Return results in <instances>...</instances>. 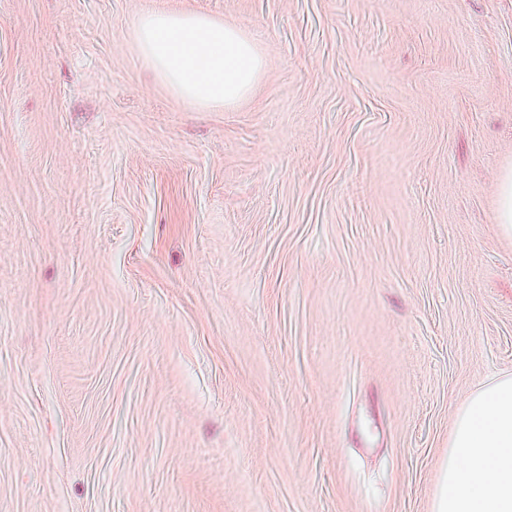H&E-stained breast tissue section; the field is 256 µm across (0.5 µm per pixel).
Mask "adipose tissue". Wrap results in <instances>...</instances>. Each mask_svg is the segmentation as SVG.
Returning a JSON list of instances; mask_svg holds the SVG:
<instances>
[{"label": "adipose tissue", "instance_id": "obj_1", "mask_svg": "<svg viewBox=\"0 0 512 512\" xmlns=\"http://www.w3.org/2000/svg\"><path fill=\"white\" fill-rule=\"evenodd\" d=\"M133 38L156 77L201 111L243 99L264 66L245 30L205 15L148 12ZM432 512H512V375L481 384L459 408Z\"/></svg>", "mask_w": 512, "mask_h": 512}]
</instances>
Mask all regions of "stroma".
I'll return each instance as SVG.
<instances>
[{
	"label": "stroma",
	"mask_w": 512,
	"mask_h": 512,
	"mask_svg": "<svg viewBox=\"0 0 512 512\" xmlns=\"http://www.w3.org/2000/svg\"><path fill=\"white\" fill-rule=\"evenodd\" d=\"M150 10L249 96L175 97ZM509 161L512 0H0V512H431ZM133 38L137 53L156 77L201 111L243 99L264 66L245 30L205 15L144 13L135 24Z\"/></svg>",
	"instance_id": "obj_1"
}]
</instances>
